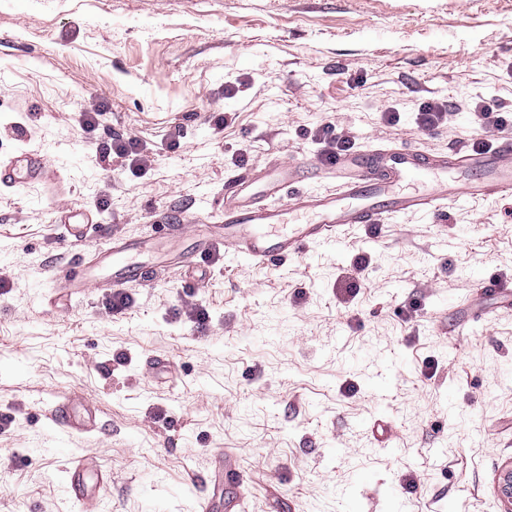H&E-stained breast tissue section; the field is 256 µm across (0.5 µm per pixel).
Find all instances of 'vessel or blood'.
Listing matches in <instances>:
<instances>
[{
    "label": "vessel or blood",
    "instance_id": "b4317fda",
    "mask_svg": "<svg viewBox=\"0 0 512 512\" xmlns=\"http://www.w3.org/2000/svg\"><path fill=\"white\" fill-rule=\"evenodd\" d=\"M325 177L332 190H301L302 182ZM512 198V132L498 134L493 149L452 148L430 155L405 145L377 146L348 152L335 161L293 159L278 163L273 178L243 173L224 185V223L205 228L180 252L176 265L192 269L194 256L224 242L261 268L298 258L311 244L338 239L347 226L382 225L388 215L409 212L435 214L459 196ZM141 247L131 241H113L104 250L106 280L113 290L148 284L154 269L139 259ZM95 273L69 263L60 278L62 288L83 292L97 283ZM57 434L95 429L97 408L88 403L74 410L70 400L57 403L49 414ZM68 493L87 503L88 486L107 492L105 475L89 478L83 459L71 455Z\"/></svg>",
    "mask_w": 512,
    "mask_h": 512
}]
</instances>
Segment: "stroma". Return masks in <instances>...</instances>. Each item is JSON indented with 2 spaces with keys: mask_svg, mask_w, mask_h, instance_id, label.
Returning <instances> with one entry per match:
<instances>
[{
  "mask_svg": "<svg viewBox=\"0 0 512 512\" xmlns=\"http://www.w3.org/2000/svg\"><path fill=\"white\" fill-rule=\"evenodd\" d=\"M428 100L447 125L419 126ZM479 101L512 113V0H0V163L43 162L0 185V512H83L74 451L111 476L92 512H203L197 481L228 460L241 483L215 512H502L512 301L483 283L512 286V198L353 225L274 270L219 243L205 285L160 269L117 315L105 288L50 305L44 280L116 239L179 253L160 225L222 223L227 178L318 157L330 122L360 149L471 147ZM121 136L152 150L147 173L101 159ZM65 206L85 240L57 227ZM68 395L98 424L60 445L48 411ZM68 493L70 497L87 507L88 496V472L84 466L83 458L78 454H72L68 468Z\"/></svg>",
  "mask_w": 512,
  "mask_h": 512,
  "instance_id": "35a3bbf8",
  "label": "stroma"
}]
</instances>
